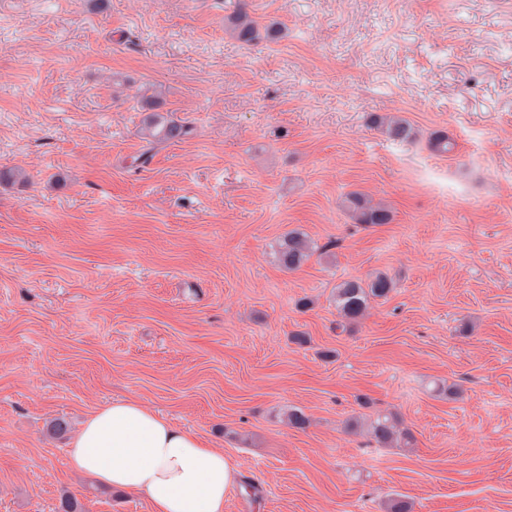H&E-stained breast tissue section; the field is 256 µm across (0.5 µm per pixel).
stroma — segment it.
Returning <instances> with one entry per match:
<instances>
[{
    "label": "stroma",
    "instance_id": "1",
    "mask_svg": "<svg viewBox=\"0 0 512 512\" xmlns=\"http://www.w3.org/2000/svg\"><path fill=\"white\" fill-rule=\"evenodd\" d=\"M242 6L279 39L226 35ZM145 84L191 136L140 137ZM292 229L319 252L288 272ZM124 397L258 487L224 512H512V0H0V512H149L47 431ZM387 412L412 447L345 430ZM371 123L393 140L405 141L413 135V130L409 123L397 114L373 115ZM342 208L356 224H388L392 211L387 204L362 192L347 193ZM394 288L393 279L384 272H377L366 280L352 278L336 284L333 303L341 325H350L364 319L372 303L387 300Z\"/></svg>",
    "mask_w": 512,
    "mask_h": 512
}]
</instances>
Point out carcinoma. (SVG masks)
<instances>
[{"instance_id": "carcinoma-1", "label": "carcinoma", "mask_w": 512, "mask_h": 512, "mask_svg": "<svg viewBox=\"0 0 512 512\" xmlns=\"http://www.w3.org/2000/svg\"><path fill=\"white\" fill-rule=\"evenodd\" d=\"M228 33L245 46H251L264 38L274 36L275 31L264 27L246 9L241 7L230 18ZM140 111L148 113L141 136L149 142H167L187 137L192 127L173 121L161 111L160 92L155 88H146L139 93ZM371 123L386 136L405 141L413 135L409 123L397 114H376ZM433 151L447 154L454 150L455 143L443 132L432 135L430 139ZM342 208L356 224H388L392 221V211L387 204L362 192H350L342 200ZM314 254V244L307 236L291 231L278 244L276 257L279 265L288 271L300 268ZM395 288L393 279L384 272H377L370 278L346 279L336 284L333 291V303L341 324H353L364 319L372 303L386 300ZM368 434L384 448H407L413 442V436L401 422L391 414H381L367 424Z\"/></svg>"}]
</instances>
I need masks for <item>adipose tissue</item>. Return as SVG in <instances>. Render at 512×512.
Here are the masks:
<instances>
[{"label": "adipose tissue", "mask_w": 512, "mask_h": 512, "mask_svg": "<svg viewBox=\"0 0 512 512\" xmlns=\"http://www.w3.org/2000/svg\"><path fill=\"white\" fill-rule=\"evenodd\" d=\"M72 468L143 497L151 512H224L237 468L223 451L135 398L100 405L69 445Z\"/></svg>", "instance_id": "obj_1"}]
</instances>
